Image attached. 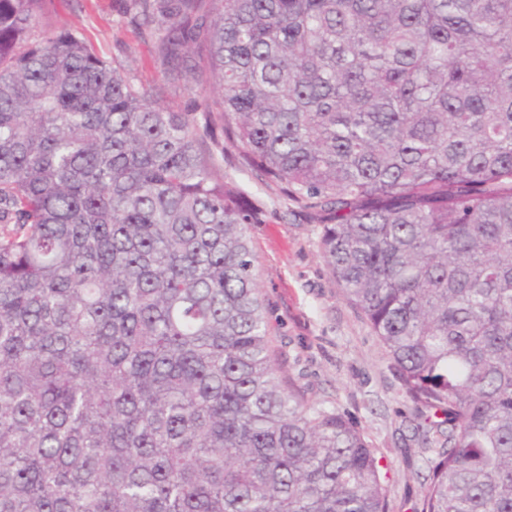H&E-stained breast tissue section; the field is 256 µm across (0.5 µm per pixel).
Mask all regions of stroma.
<instances>
[{
	"instance_id": "stroma-1",
	"label": "stroma",
	"mask_w": 512,
	"mask_h": 512,
	"mask_svg": "<svg viewBox=\"0 0 512 512\" xmlns=\"http://www.w3.org/2000/svg\"><path fill=\"white\" fill-rule=\"evenodd\" d=\"M129 3L54 0L39 31L79 32L135 85L154 89L163 102L189 113L198 134H205L201 85L165 76L151 31L127 22ZM217 165L225 184L252 208L247 235L282 376L309 403L339 413L362 432L380 460L389 512H413L434 451L415 439L416 406L363 313L334 280L319 248V226L296 215L278 187L241 167L234 147L225 146Z\"/></svg>"
}]
</instances>
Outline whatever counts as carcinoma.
I'll return each instance as SVG.
<instances>
[{
  "mask_svg": "<svg viewBox=\"0 0 512 512\" xmlns=\"http://www.w3.org/2000/svg\"><path fill=\"white\" fill-rule=\"evenodd\" d=\"M0 0V512H388L286 383L194 121ZM308 222L443 438L416 512H512V0H132Z\"/></svg>",
  "mask_w": 512,
  "mask_h": 512,
  "instance_id": "cac0c4a2",
  "label": "carcinoma"
}]
</instances>
